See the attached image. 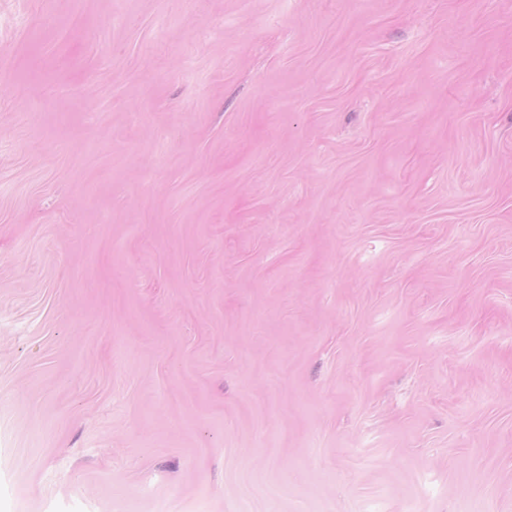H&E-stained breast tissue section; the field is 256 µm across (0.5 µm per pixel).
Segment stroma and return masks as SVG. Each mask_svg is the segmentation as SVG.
<instances>
[{
  "instance_id": "stroma-1",
  "label": "stroma",
  "mask_w": 512,
  "mask_h": 512,
  "mask_svg": "<svg viewBox=\"0 0 512 512\" xmlns=\"http://www.w3.org/2000/svg\"><path fill=\"white\" fill-rule=\"evenodd\" d=\"M0 512H512V0H0Z\"/></svg>"
}]
</instances>
